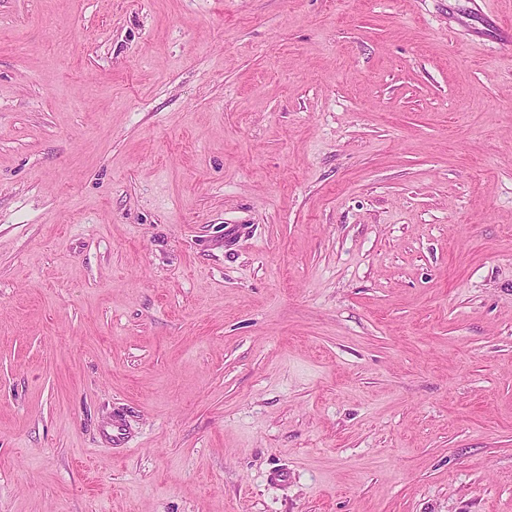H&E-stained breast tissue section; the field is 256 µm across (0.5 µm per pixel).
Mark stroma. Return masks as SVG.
Here are the masks:
<instances>
[{
  "label": "stroma",
  "instance_id": "35a3bbf8",
  "mask_svg": "<svg viewBox=\"0 0 512 512\" xmlns=\"http://www.w3.org/2000/svg\"><path fill=\"white\" fill-rule=\"evenodd\" d=\"M509 18L0 0V512H512Z\"/></svg>",
  "mask_w": 512,
  "mask_h": 512
}]
</instances>
